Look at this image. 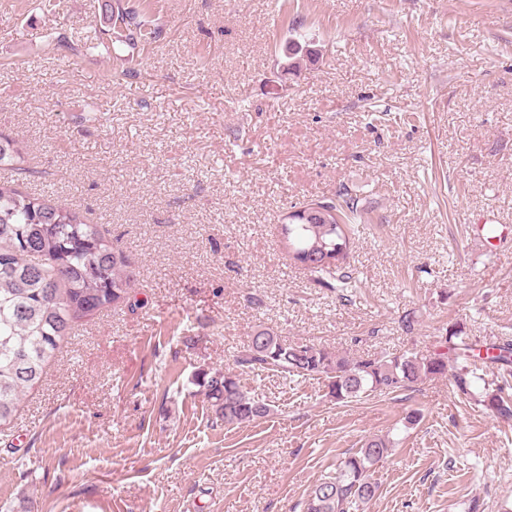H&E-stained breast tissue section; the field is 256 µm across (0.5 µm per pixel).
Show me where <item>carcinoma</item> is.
<instances>
[{"label": "carcinoma", "mask_w": 512, "mask_h": 512, "mask_svg": "<svg viewBox=\"0 0 512 512\" xmlns=\"http://www.w3.org/2000/svg\"><path fill=\"white\" fill-rule=\"evenodd\" d=\"M119 32L149 43L156 32L141 27L128 13L110 15ZM288 72L313 63L303 36L284 41ZM22 162L15 141L0 136V166ZM280 224L281 242L292 260L320 277L349 288L352 274L344 261L361 219L356 200L345 189L327 201L295 205ZM137 274L97 225L50 195L30 196L0 181V426L11 423L25 393L39 383L45 363L61 348L75 326L104 310L131 302ZM442 351L430 355L365 353L340 357L314 343L288 345L268 328L254 331L249 344L235 355L238 366L273 371L283 377H319L330 397L348 402L372 393H394L448 374V362L459 364L454 375L459 392H469L468 375L479 364L512 370V343L473 341L454 324L438 336ZM215 414L227 424L255 421L269 405L250 396L240 379L220 369L196 379ZM512 386L497 384L484 399L501 417L512 416ZM391 452L381 437L364 442L341 460L336 472L308 492L303 512H359L377 494L374 466Z\"/></svg>", "instance_id": "obj_1"}]
</instances>
